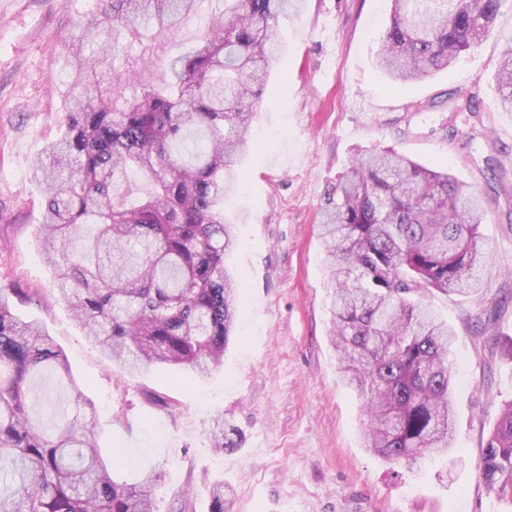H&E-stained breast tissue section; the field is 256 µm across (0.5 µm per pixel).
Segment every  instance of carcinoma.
<instances>
[{
    "label": "carcinoma",
    "instance_id": "1",
    "mask_svg": "<svg viewBox=\"0 0 512 512\" xmlns=\"http://www.w3.org/2000/svg\"><path fill=\"white\" fill-rule=\"evenodd\" d=\"M70 38V79L61 132L32 164L40 189L42 255L57 291L112 368L182 367L202 378L221 365L239 310V282L226 266L237 244L224 196L237 190L253 106L278 45V18L300 0H224L195 46L170 59L158 82L122 108L145 61L102 89L97 67L128 37L175 29L200 0H99ZM377 53L390 77L418 80L449 67L489 35L502 0H392ZM497 76L499 105L512 111V42ZM144 196L118 193L128 172ZM484 212L445 168L395 152L354 159L319 224L327 256L332 343L343 381L366 417L363 443L411 467L454 440L448 351L454 334L421 297L470 295L480 287ZM91 224L94 237L81 241ZM32 294L0 285V512H154L158 476L118 482L123 455L107 461L95 406L74 382L64 352L39 323L13 314ZM53 369L72 387L62 424L33 417L31 380ZM224 420L212 448L237 442ZM488 493L512 506V402L501 410L479 463Z\"/></svg>",
    "mask_w": 512,
    "mask_h": 512
}]
</instances>
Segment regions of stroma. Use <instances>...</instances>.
<instances>
[{
	"mask_svg": "<svg viewBox=\"0 0 512 512\" xmlns=\"http://www.w3.org/2000/svg\"><path fill=\"white\" fill-rule=\"evenodd\" d=\"M98 0H0V281L35 293L14 312L39 322L64 351L72 375L97 407L104 455L123 449L130 466L117 479L154 469L155 512H210L223 483L224 512H502L478 463L502 404L512 401V112L498 108L495 79L512 41V0H502L483 41L443 71L412 83L376 66L391 0H302L280 18L284 47L273 64L252 124V146L237 192L224 202L238 246L228 258L241 284L237 334L224 363L201 381L176 366L134 376L109 368L56 291L41 254L40 194L30 165L55 138L62 116L55 91L69 70L65 42ZM199 14L168 33L147 34L98 70L103 87L125 72L143 45L154 66L196 43ZM395 150L428 166L447 164L486 206L480 232L490 258L480 289L435 294L429 303L455 332L454 448L414 468L364 448L365 420L341 381L330 342V288L317 224L353 159ZM171 400L153 404L152 396ZM70 389L37 375L30 404L48 421L66 409ZM223 414L238 448L216 452L208 420Z\"/></svg>",
	"mask_w": 512,
	"mask_h": 512,
	"instance_id": "stroma-1",
	"label": "stroma"
}]
</instances>
